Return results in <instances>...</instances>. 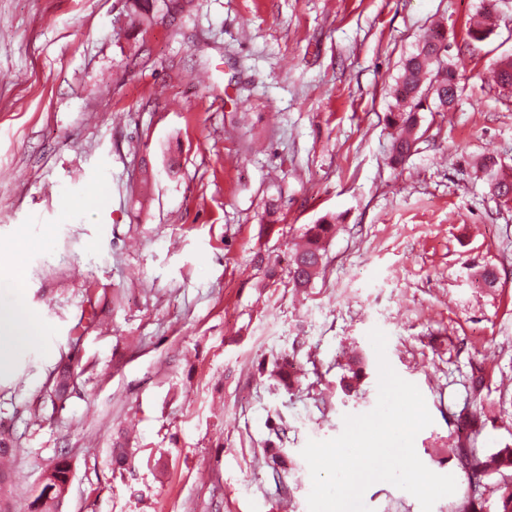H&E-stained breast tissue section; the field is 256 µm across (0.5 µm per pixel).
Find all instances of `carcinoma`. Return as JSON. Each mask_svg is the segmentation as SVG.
Instances as JSON below:
<instances>
[{
    "mask_svg": "<svg viewBox=\"0 0 512 512\" xmlns=\"http://www.w3.org/2000/svg\"><path fill=\"white\" fill-rule=\"evenodd\" d=\"M128 10L143 22L153 19V0H126ZM496 26V20L488 12L480 15L475 27L469 30L470 37L482 41ZM459 74L448 61L447 50L443 49V37L431 33L423 38L414 53L405 58L396 80L395 105L387 114L388 125L395 130L391 148V162L403 163L411 154L417 141L415 130L419 121V112L423 102L431 99L438 112L452 109L462 90L457 82ZM492 80L503 89L512 91V57L497 61L492 72ZM478 171H490L495 182L487 184L489 193L502 205L512 204V169L505 167L497 158L485 156L478 162ZM335 218H322L316 224H310L303 233L304 242L292 256L289 275L293 286L306 288L318 277L325 256L324 242L333 230ZM105 294L97 288L85 289L82 318L88 323L95 322L98 308ZM366 369V359L355 355L347 361V374L339 382L345 392L351 391ZM276 376L284 385L291 387L298 381V370L294 360L283 359ZM74 373L71 366L65 364L55 380V396L63 401L67 398ZM20 437L9 431H0V486L10 479L6 462L20 450ZM453 455L465 477L482 481L503 468L512 467V448L505 447L496 453L486 455L471 444L459 443ZM72 466L66 455L62 454L42 482L40 494L26 505L25 512H61L65 498L64 491L71 481Z\"/></svg>",
    "mask_w": 512,
    "mask_h": 512,
    "instance_id": "obj_1",
    "label": "carcinoma"
}]
</instances>
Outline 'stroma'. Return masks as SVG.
<instances>
[{
  "mask_svg": "<svg viewBox=\"0 0 512 512\" xmlns=\"http://www.w3.org/2000/svg\"><path fill=\"white\" fill-rule=\"evenodd\" d=\"M494 3L186 0L145 25L124 0H0V311L23 299L39 327L0 360V423L22 435L17 512L63 451L62 512H308L303 447L377 403L375 328L433 418L419 459L456 479L433 512L470 494L497 512L512 469L474 490L448 456L477 411L476 447L512 446V206L476 171L490 155L512 166V94L490 78L512 23L467 35ZM433 28L463 92L421 112L395 166L391 90ZM327 215L324 268L296 291L289 259ZM487 267L496 288L478 285ZM90 284L109 301L81 328ZM348 349L368 360L350 397ZM287 355L290 389L271 375ZM63 362L77 380L61 402ZM364 502L421 512L387 482Z\"/></svg>",
  "mask_w": 512,
  "mask_h": 512,
  "instance_id": "obj_1",
  "label": "stroma"
}]
</instances>
